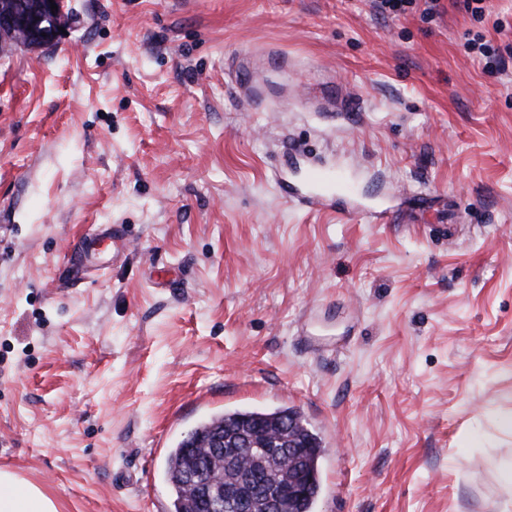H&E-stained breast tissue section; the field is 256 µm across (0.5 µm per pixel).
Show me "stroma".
Here are the masks:
<instances>
[{
  "mask_svg": "<svg viewBox=\"0 0 512 512\" xmlns=\"http://www.w3.org/2000/svg\"><path fill=\"white\" fill-rule=\"evenodd\" d=\"M483 6L67 0L0 49V468L170 512L185 431L291 408L314 512H512V0ZM316 166L355 197L292 201Z\"/></svg>",
  "mask_w": 512,
  "mask_h": 512,
  "instance_id": "obj_1",
  "label": "stroma"
}]
</instances>
